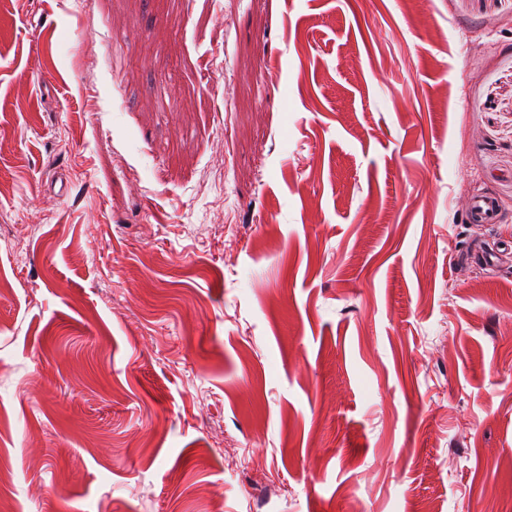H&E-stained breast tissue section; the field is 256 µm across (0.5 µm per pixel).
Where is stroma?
Here are the masks:
<instances>
[{"label":"stroma","instance_id":"stroma-1","mask_svg":"<svg viewBox=\"0 0 512 512\" xmlns=\"http://www.w3.org/2000/svg\"><path fill=\"white\" fill-rule=\"evenodd\" d=\"M511 243L512 0H0V503L512 512ZM499 215L497 199L490 194H482L472 199L468 220L471 224H496Z\"/></svg>","mask_w":512,"mask_h":512}]
</instances>
